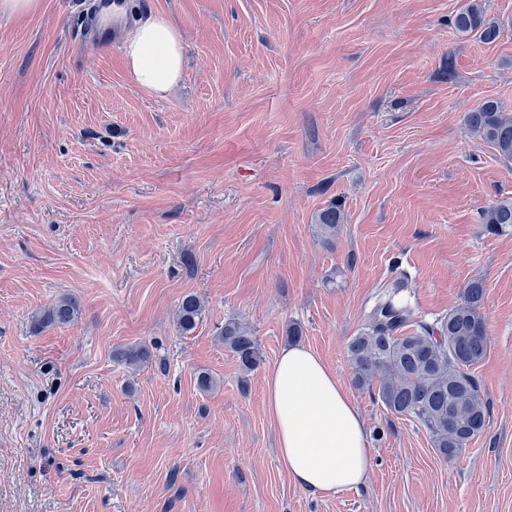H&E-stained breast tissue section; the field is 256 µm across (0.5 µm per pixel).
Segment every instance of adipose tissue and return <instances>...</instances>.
Returning a JSON list of instances; mask_svg holds the SVG:
<instances>
[{
  "mask_svg": "<svg viewBox=\"0 0 512 512\" xmlns=\"http://www.w3.org/2000/svg\"><path fill=\"white\" fill-rule=\"evenodd\" d=\"M123 57L138 85L165 97L182 75L183 36L167 16H149L127 38ZM266 402L295 485L325 495L365 484L372 466L366 425L347 386L313 350H282L266 375Z\"/></svg>",
  "mask_w": 512,
  "mask_h": 512,
  "instance_id": "1",
  "label": "adipose tissue"
}]
</instances>
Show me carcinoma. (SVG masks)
Returning <instances> with one entry per match:
<instances>
[{
	"mask_svg": "<svg viewBox=\"0 0 512 512\" xmlns=\"http://www.w3.org/2000/svg\"><path fill=\"white\" fill-rule=\"evenodd\" d=\"M453 27L462 37L477 35L494 41L499 24L486 18L482 0H468L454 16ZM470 129L493 146L498 156L512 161V113L503 111L495 99L482 101L467 113ZM482 223L492 231L512 227V197H505L482 210ZM344 221L341 206L331 204L316 216L321 234L333 236ZM406 282L398 279L382 293L365 325L347 345L353 382L360 388L379 380L378 397L396 415L417 420L430 433L438 455L451 458L487 427L488 406L470 369L487 353L488 336L481 309L485 300L482 282L474 280L463 291L460 305L432 324L414 319L400 293ZM203 311L194 294L184 296L176 312L178 329L192 331ZM80 304L63 297L35 318V324L67 326L79 315ZM219 336L224 347L238 358L242 371L259 366L261 356L255 340L235 321L224 323ZM126 364L139 367L151 353L139 345L119 353Z\"/></svg>",
	"mask_w": 512,
	"mask_h": 512,
	"instance_id": "carcinoma-1",
	"label": "carcinoma"
}]
</instances>
